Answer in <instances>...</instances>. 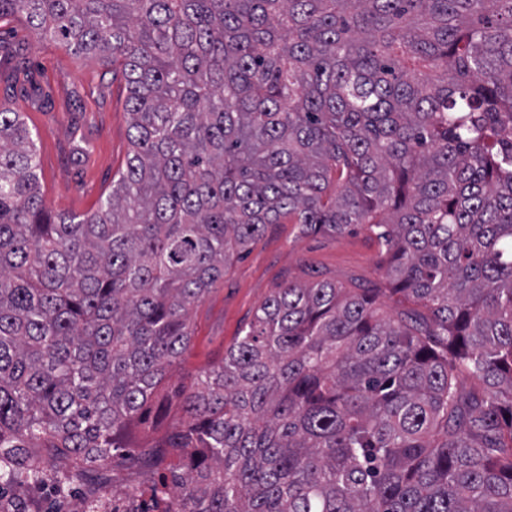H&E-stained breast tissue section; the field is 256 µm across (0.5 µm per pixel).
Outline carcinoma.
Returning <instances> with one entry per match:
<instances>
[{
	"mask_svg": "<svg viewBox=\"0 0 512 512\" xmlns=\"http://www.w3.org/2000/svg\"><path fill=\"white\" fill-rule=\"evenodd\" d=\"M16 15L121 72L130 150L95 212L55 215L0 106V490L37 480L31 448L131 458L174 406L164 512H512V0ZM274 224L377 228L383 287L290 282L168 388L190 308Z\"/></svg>",
	"mask_w": 512,
	"mask_h": 512,
	"instance_id": "1",
	"label": "carcinoma"
}]
</instances>
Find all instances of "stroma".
<instances>
[{
	"instance_id": "stroma-1",
	"label": "stroma",
	"mask_w": 512,
	"mask_h": 512,
	"mask_svg": "<svg viewBox=\"0 0 512 512\" xmlns=\"http://www.w3.org/2000/svg\"><path fill=\"white\" fill-rule=\"evenodd\" d=\"M0 103L24 113L37 133L46 208L62 216L96 211L130 148L121 73L60 42L37 39L15 17L0 22ZM84 143L88 153L73 163V146ZM380 259L365 225L308 235L293 224L272 226L192 309V345L182 365L169 372V385L220 358L277 288L318 280L368 287L380 278Z\"/></svg>"
}]
</instances>
